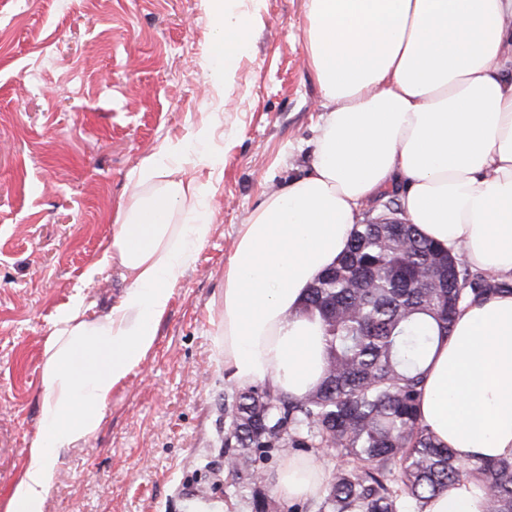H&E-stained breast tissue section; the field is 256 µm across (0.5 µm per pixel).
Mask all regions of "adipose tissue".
I'll use <instances>...</instances> for the list:
<instances>
[{
    "instance_id": "1",
    "label": "adipose tissue",
    "mask_w": 512,
    "mask_h": 512,
    "mask_svg": "<svg viewBox=\"0 0 512 512\" xmlns=\"http://www.w3.org/2000/svg\"><path fill=\"white\" fill-rule=\"evenodd\" d=\"M209 0L210 79L233 83L257 12ZM304 48L324 112L308 171L264 195L241 224L224 270L218 332L239 387L271 382L299 396L325 362L309 287L336 264L364 203L400 189L401 211L473 268L512 283V0H307ZM184 145L143 158L94 274L119 268L120 301L95 318L58 317L44 347L41 425L0 512H44L54 461L99 429L113 389L154 348L173 290L210 236L209 184L186 180ZM189 214L190 224L175 223ZM422 425L473 463L512 457V292L467 301L426 360ZM285 501L318 496L324 472L285 458ZM424 512H486L473 483Z\"/></svg>"
}]
</instances>
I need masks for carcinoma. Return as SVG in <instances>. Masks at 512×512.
<instances>
[{
	"instance_id": "carcinoma-1",
	"label": "carcinoma",
	"mask_w": 512,
	"mask_h": 512,
	"mask_svg": "<svg viewBox=\"0 0 512 512\" xmlns=\"http://www.w3.org/2000/svg\"><path fill=\"white\" fill-rule=\"evenodd\" d=\"M504 290L512 287L470 270L414 224L355 225L306 298L326 340L321 382L298 397L269 382L224 392L227 476L251 487V512H272L268 464L295 450L343 459L317 512H423L464 480L482 489L488 512H512V457L465 464L418 415L435 339L449 335L461 304Z\"/></svg>"
}]
</instances>
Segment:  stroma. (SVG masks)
<instances>
[{
    "mask_svg": "<svg viewBox=\"0 0 512 512\" xmlns=\"http://www.w3.org/2000/svg\"><path fill=\"white\" fill-rule=\"evenodd\" d=\"M256 8L234 83L215 87L207 0H0V498L40 426L47 336L75 302L92 315L117 304L119 269L85 274L140 160L184 140L183 177L212 186L211 235L98 432L56 459L44 512H250L223 482L224 268L264 193L306 169L322 112L306 0ZM201 125L209 140L191 141Z\"/></svg>",
    "mask_w": 512,
    "mask_h": 512,
    "instance_id": "35a3bbf8",
    "label": "stroma"
}]
</instances>
